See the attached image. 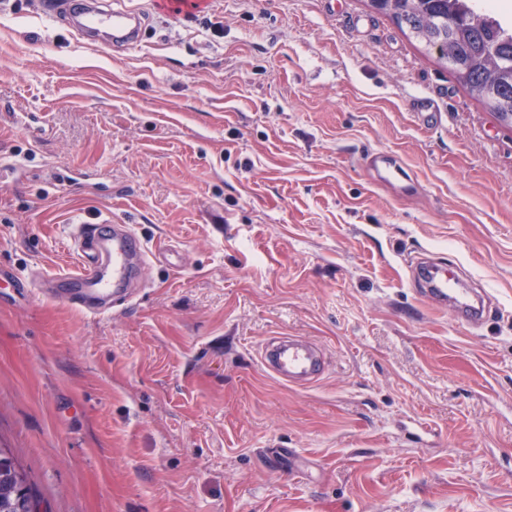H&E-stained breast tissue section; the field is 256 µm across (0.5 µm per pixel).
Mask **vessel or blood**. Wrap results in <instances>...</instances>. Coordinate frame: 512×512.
I'll list each match as a JSON object with an SVG mask.
<instances>
[{
  "instance_id": "vessel-or-blood-1",
  "label": "vessel or blood",
  "mask_w": 512,
  "mask_h": 512,
  "mask_svg": "<svg viewBox=\"0 0 512 512\" xmlns=\"http://www.w3.org/2000/svg\"><path fill=\"white\" fill-rule=\"evenodd\" d=\"M40 12L48 18L66 13L82 18V30H103L107 47L130 46L139 37L138 26L132 25L127 12L104 6H90L89 0H40ZM369 163L386 182L401 181L402 167L386 152L371 155ZM73 246L80 259L78 271L61 278L65 290L62 301L80 306L96 314L125 299L132 284L133 269L148 262L149 250L125 224L104 220L95 224L77 225ZM461 267L450 268L441 259L424 253L410 265V277L433 305L455 306L457 312L472 325L484 322L489 312L487 290L461 287ZM263 367L291 387L315 384L323 375L327 356L315 342L300 336H277L262 348Z\"/></svg>"
}]
</instances>
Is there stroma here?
<instances>
[{
    "instance_id": "obj_1",
    "label": "stroma",
    "mask_w": 512,
    "mask_h": 512,
    "mask_svg": "<svg viewBox=\"0 0 512 512\" xmlns=\"http://www.w3.org/2000/svg\"><path fill=\"white\" fill-rule=\"evenodd\" d=\"M117 6L110 51L0 0V269L31 279L0 281V446L40 512H512V125L370 0ZM78 218L174 262L104 314L45 298ZM423 251L481 326L416 293ZM272 336L322 379L271 375ZM369 163L377 171L379 177L390 184L395 181L400 182L405 177L402 167L387 152L371 155ZM464 276L468 277L461 267L448 269L447 264L433 254H421L410 265L412 282L433 305L448 309L449 296L457 312L469 324L479 325L487 317L489 307L485 300H489L491 295L485 288L480 292L471 288H456ZM263 367L291 387H305L321 379L327 356L315 342L301 336H277L261 350Z\"/></svg>"
}]
</instances>
